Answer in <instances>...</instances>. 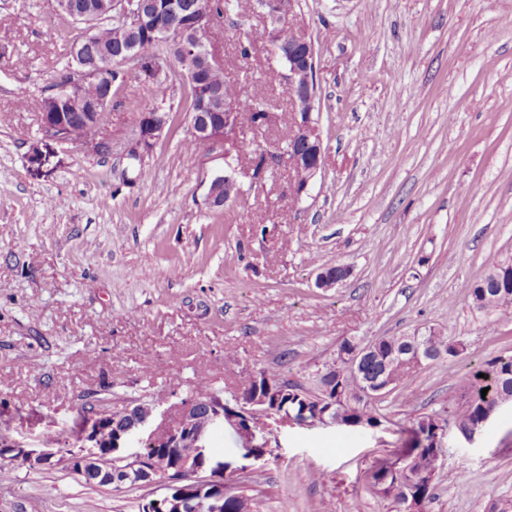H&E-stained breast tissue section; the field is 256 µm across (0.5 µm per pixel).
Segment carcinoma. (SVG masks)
<instances>
[{"mask_svg":"<svg viewBox=\"0 0 512 512\" xmlns=\"http://www.w3.org/2000/svg\"><path fill=\"white\" fill-rule=\"evenodd\" d=\"M61 11L78 23L92 22L96 37L82 38L73 44L70 55L84 49L86 55L100 59L120 48L115 21L101 13L99 0H73L76 10L62 6L63 0H54ZM208 13L215 19L224 17L227 9L238 11L241 0H204ZM129 40L137 43L139 53L152 57L164 52V45L155 41L141 26L130 35ZM468 298L473 308L493 317L512 314V262L500 261L493 264L480 279L468 288ZM413 334L381 336L374 340V350L365 356L352 370L347 367L353 351L358 345L354 338L343 339L332 362L336 363L327 386L318 381V374L311 375V386L295 384V388L283 395L279 391V380L263 373L254 380L245 374L238 389L265 398L270 406L277 407L283 414L299 416L308 412L336 422L340 428H376L381 425V416L376 413L373 401L396 391L403 394L405 387L413 380L416 370L402 366L401 360L409 357ZM423 341L435 353L432 360L456 358L464 351L462 342L450 341L447 337L431 330L424 334ZM484 377H479V374ZM389 388L378 393L384 385ZM487 394H481L482 389ZM512 403V354H500L486 362L485 366L463 378L457 399L448 404L440 413L421 414L410 420V426L403 430L406 438L401 446L386 457L382 464L372 465L367 471L369 487L379 498L402 506L409 504L416 512H426L433 497L435 482L439 476L438 456L427 445L428 436L436 424L443 422L454 425L477 424L486 410L498 409ZM249 498L238 490L224 496V512H245L249 509Z\"/></svg>","mask_w":512,"mask_h":512,"instance_id":"carcinoma-1","label":"carcinoma"}]
</instances>
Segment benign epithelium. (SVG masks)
<instances>
[{
  "instance_id": "1",
  "label": "benign epithelium",
  "mask_w": 512,
  "mask_h": 512,
  "mask_svg": "<svg viewBox=\"0 0 512 512\" xmlns=\"http://www.w3.org/2000/svg\"><path fill=\"white\" fill-rule=\"evenodd\" d=\"M296 0H259V12L272 20L268 31L269 42L274 53L283 61L284 78L291 91L290 104L294 121L299 128L298 139L288 147L261 150L253 165L252 179L260 183L266 172L281 168L292 170L290 180L293 200L301 202L308 194L310 181L319 172L323 162V145L314 116L316 100L315 49L311 38L298 29H291L288 43L279 38V28L287 15L293 13ZM153 36L159 42L175 46L187 57H200L210 70L221 66L214 47L205 42L212 24L203 6L196 5L183 13V22L174 25L170 12L154 4ZM102 8L111 17L133 30L143 21L141 0H104ZM135 63L137 76L157 82L168 74L170 58L142 59L133 49L125 46L119 52L70 68L63 80L55 84L43 102L51 105L62 100L68 102L69 112H43L41 121L46 137L61 143H80L95 154L101 155L112 149V141L97 138L104 113L112 106V84L104 82L107 73L122 70ZM188 81L199 87V91L214 105L209 116L201 119L193 113L188 123L190 136L205 140L211 150L224 155V173H215L209 181L207 200L214 207L235 200L240 195L237 179L238 169L234 165V152L238 147L240 130L238 100L227 99L223 91L206 85L202 77L191 71ZM101 84L102 92L95 98L83 96L87 85ZM168 125V118L161 112H140L137 116V137L126 147V156L142 160L150 154ZM343 274L336 276L323 269L318 273L317 286L334 288L350 276V269L342 267ZM200 410L197 403L187 401L179 404L178 416L166 421L168 410L161 401H130L120 408H103L96 419L111 429V435L101 437L100 429L87 428L73 448L28 449L18 440L3 434L0 436V456L22 462L32 469L62 465L78 476L91 482H103L119 489L125 485L132 473L139 481L156 484L161 493L151 499L148 512H224V492L235 488L232 482L235 473H243L246 467L234 468L223 461H213L211 442L215 433L224 429L229 421L239 438L245 460H260L258 448H268L275 437L273 425L318 427L330 422L313 417L295 418L278 416L266 406L264 399L253 397L243 391L226 396L215 392ZM131 418L128 426L112 425L116 416ZM260 417L263 424L252 426L254 418ZM161 424L154 425L156 420Z\"/></svg>"
}]
</instances>
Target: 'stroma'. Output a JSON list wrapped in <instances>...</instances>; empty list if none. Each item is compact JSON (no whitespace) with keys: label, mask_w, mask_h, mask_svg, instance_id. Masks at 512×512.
Masks as SVG:
<instances>
[{"label":"stroma","mask_w":512,"mask_h":512,"mask_svg":"<svg viewBox=\"0 0 512 512\" xmlns=\"http://www.w3.org/2000/svg\"><path fill=\"white\" fill-rule=\"evenodd\" d=\"M512 0H300L289 21L313 40L324 161L294 203L287 171L240 198L207 201L224 160L184 148L189 86L133 66L98 134L112 151L44 135L39 103L81 25L51 0H0V421L30 448L63 446L85 408L158 399L176 409L196 377L233 387L242 371L307 382L339 343L434 327L463 341L424 364L407 397L377 401L381 426L279 428L246 473L252 512H395L365 485L402 427L457 396L467 372L512 352V319L467 296L512 258ZM269 19L231 14L208 34L241 103L278 122L290 105ZM251 42L250 57L238 45ZM28 104L16 105L18 96ZM174 118L135 179L125 147L139 112ZM46 157L32 165L31 146ZM343 264L339 286L315 284ZM428 512H488L512 499V405L474 440L449 430ZM0 512H139L151 485H88L67 469L0 457ZM465 476V488L455 479Z\"/></svg>","instance_id":"obj_1"}]
</instances>
